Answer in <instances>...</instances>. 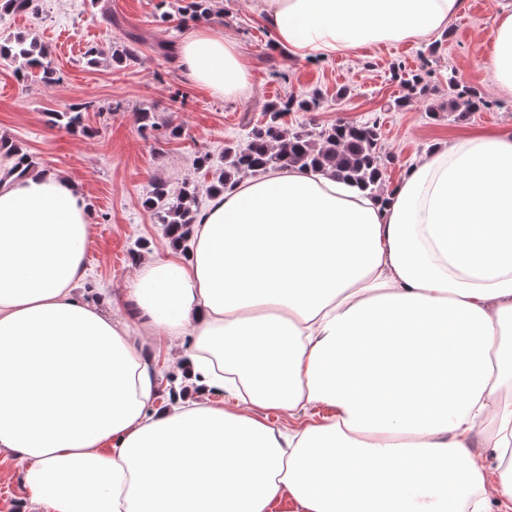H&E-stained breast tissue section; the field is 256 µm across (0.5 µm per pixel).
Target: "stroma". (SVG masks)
Here are the masks:
<instances>
[{
  "label": "stroma",
  "mask_w": 512,
  "mask_h": 512,
  "mask_svg": "<svg viewBox=\"0 0 512 512\" xmlns=\"http://www.w3.org/2000/svg\"><path fill=\"white\" fill-rule=\"evenodd\" d=\"M258 0H216L209 19L186 14L187 0H35L32 10L0 14V42L25 36L46 46L56 71L44 83L37 70L0 58V136L33 156L38 170L64 171L82 183L92 211L93 234L86 254L84 290L111 289L121 297L140 259L172 245L143 201L152 183L171 190L191 181L207 205L208 169L197 166L205 153L220 154L264 122L265 107L288 95L318 93L320 106L291 112L284 129L322 127L344 120L379 125L390 157L382 191L396 184L409 165L426 157L438 140L474 129L512 133V94L501 92L487 67L484 41L493 0L480 9L465 5L446 28L423 43L381 45L355 56L309 62L286 58L274 46ZM206 27L235 39L245 55L251 87L236 101L213 96L192 82L162 45L180 44L193 28ZM139 37V59L129 63L112 53L127 35ZM430 42V43H431ZM100 52L87 62L88 48ZM421 74L424 95L408 97L394 67ZM475 88L484 104L466 116L448 109V85ZM407 97L404 107L392 103ZM87 103L84 130L54 124L52 115ZM152 112L156 130L141 129L140 111ZM179 128L176 136L168 128ZM20 461H0V512H22L27 491Z\"/></svg>",
  "instance_id": "stroma-1"
}]
</instances>
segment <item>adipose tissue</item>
<instances>
[{"label": "adipose tissue", "instance_id": "ef3b65f1", "mask_svg": "<svg viewBox=\"0 0 512 512\" xmlns=\"http://www.w3.org/2000/svg\"><path fill=\"white\" fill-rule=\"evenodd\" d=\"M262 2L276 48L307 61L425 40L464 6ZM179 61L225 100L249 88L211 30ZM487 64L512 92V0H494ZM92 227L74 178L0 151V456L23 462L32 512L512 503V135L443 141L379 198L322 169L241 179L195 212L189 254L142 259L128 312L81 289ZM184 340L197 396L158 406L161 351Z\"/></svg>", "mask_w": 512, "mask_h": 512}]
</instances>
